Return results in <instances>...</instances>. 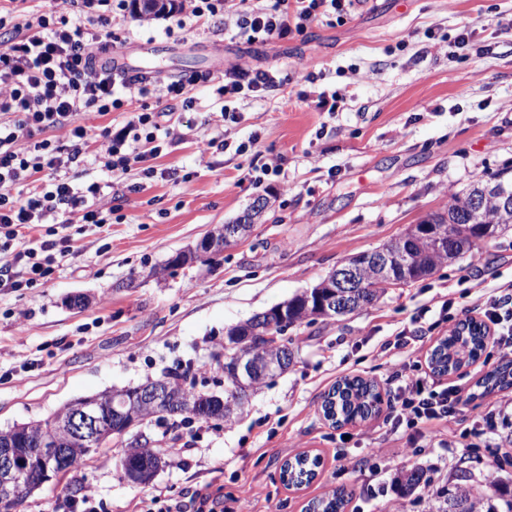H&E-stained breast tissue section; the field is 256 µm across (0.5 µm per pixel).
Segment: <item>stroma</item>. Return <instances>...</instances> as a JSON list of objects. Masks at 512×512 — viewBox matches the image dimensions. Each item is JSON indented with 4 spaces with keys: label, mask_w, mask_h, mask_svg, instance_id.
Returning <instances> with one entry per match:
<instances>
[{
    "label": "stroma",
    "mask_w": 512,
    "mask_h": 512,
    "mask_svg": "<svg viewBox=\"0 0 512 512\" xmlns=\"http://www.w3.org/2000/svg\"><path fill=\"white\" fill-rule=\"evenodd\" d=\"M34 12L76 19L70 0H0V17ZM487 55L456 53L464 24ZM107 40L148 72L171 79L219 74L228 62L278 70L279 90L229 99L237 121L222 120L211 87L194 85L191 109L167 107L182 138L157 158L168 178L143 181L132 170L109 182L100 167L72 168L76 187L110 183L112 223L69 228L74 252L47 280L0 291V430L37 422L69 401L188 372L195 388L223 394L226 330L318 284L346 259L404 235L443 211L453 195L512 165V0H361L340 21L301 34L248 43L207 22L176 29L174 18L105 25ZM344 102L318 105L320 92ZM226 140L200 156L199 138ZM280 158L281 170L256 185L248 168ZM260 198L270 206L251 235L219 262H196L164 276L176 252L236 222ZM512 284V229L423 279L387 288L373 306L341 318L289 328L294 359L248 398L232 421L151 417L143 425L169 453L149 484L122 474L126 441L87 456L70 478L45 483L20 512H74L83 495L96 512H149L154 498L186 500L196 492L220 500L222 512H305L309 501L344 487L345 512H429L426 488L400 497L394 474L420 468L433 486L458 472L490 491L512 486V389L473 399L501 359L487 346L479 360L447 375L459 385L463 424L392 429L389 368L380 346L420 319L426 339L415 358L430 373V353L454 323L471 318L494 290ZM85 293L87 308L68 306ZM451 300L442 311L443 300ZM377 383L378 412L336 426L321 405L336 382ZM319 455L307 485L286 487L282 462ZM255 491L247 510L238 483Z\"/></svg>",
    "instance_id": "1"
}]
</instances>
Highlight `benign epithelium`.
Segmentation results:
<instances>
[{
    "mask_svg": "<svg viewBox=\"0 0 512 512\" xmlns=\"http://www.w3.org/2000/svg\"><path fill=\"white\" fill-rule=\"evenodd\" d=\"M235 226H225V236L208 235L198 243V253L220 256L224 253V238L234 235ZM392 249L382 246L371 251L368 257H350L331 270L317 285L326 293L316 292L317 315L342 317L354 308V289L362 287L359 273L365 262H370L380 276L388 277L391 269ZM286 305L277 309L276 320L263 322V318L249 326L248 337L266 344H279L278 336L288 329ZM236 344L226 345L224 358H234L233 373L237 378L250 379L257 374L268 375L276 365L251 355L229 353ZM185 385L175 384L171 378L163 377L147 384L120 390L124 397L122 407L116 408L107 402L110 394H98L73 400L66 404L67 416L64 426L68 435V447H59L53 434H48L34 449L17 447V439H0V512H19V500L30 489L31 477L43 484L52 478L74 472L85 456L112 443L115 438L131 435V443L141 446L151 443L142 431L143 420L136 415L145 404L154 407L158 415L190 414L205 417L208 408L199 400H187L183 396ZM156 470L132 467L124 463V477L132 484L149 482Z\"/></svg>",
    "mask_w": 512,
    "mask_h": 512,
    "instance_id": "1",
    "label": "benign epithelium"
}]
</instances>
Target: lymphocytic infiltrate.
Returning <instances> with one entry per match:
<instances>
[{
    "label": "lymphocytic infiltrate",
    "mask_w": 512,
    "mask_h": 512,
    "mask_svg": "<svg viewBox=\"0 0 512 512\" xmlns=\"http://www.w3.org/2000/svg\"><path fill=\"white\" fill-rule=\"evenodd\" d=\"M353 0H275L272 6L255 0H184L178 27L223 17L251 42L282 39L304 32L320 18L344 17ZM18 34L0 47V252L12 255L19 274L0 267V289L29 288L50 275L55 263L72 253L68 229L75 224L109 223L112 201L100 183L74 187L72 167L93 155L112 178L138 168L143 179L156 178L153 164L174 126H160L156 113L136 112L120 135L110 128L83 124L84 112L120 109L125 101L154 96L157 102L181 101L192 107L189 86L211 83L220 97L246 96L275 90L282 80L272 70L230 64L220 75H194L191 80H169L161 75L119 74L106 66L101 36L79 28L51 25L47 16L29 13L16 24ZM51 170L50 187L40 175ZM30 187L27 198L16 197L17 187ZM57 217L55 228L33 238L31 229ZM482 326L494 345L512 354V289L503 288L481 307ZM420 338L398 332L388 350L397 360L392 373L399 380L394 426L418 429L433 420H445L456 411V391L446 386L427 392L411 360Z\"/></svg>",
    "instance_id": "f902f5d3"
}]
</instances>
